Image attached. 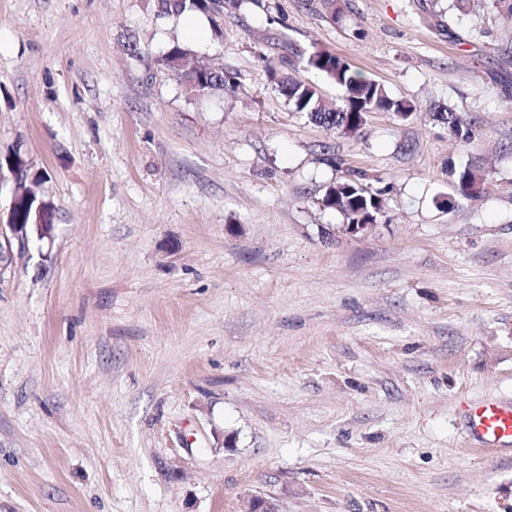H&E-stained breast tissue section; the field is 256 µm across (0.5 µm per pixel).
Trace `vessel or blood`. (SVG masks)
<instances>
[{
  "instance_id": "vessel-or-blood-1",
  "label": "vessel or blood",
  "mask_w": 512,
  "mask_h": 512,
  "mask_svg": "<svg viewBox=\"0 0 512 512\" xmlns=\"http://www.w3.org/2000/svg\"><path fill=\"white\" fill-rule=\"evenodd\" d=\"M468 440L496 456L512 455V401L485 397L467 406Z\"/></svg>"
}]
</instances>
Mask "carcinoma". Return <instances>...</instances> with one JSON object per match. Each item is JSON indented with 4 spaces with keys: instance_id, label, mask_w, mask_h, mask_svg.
<instances>
[{
    "instance_id": "obj_1",
    "label": "carcinoma",
    "mask_w": 512,
    "mask_h": 512,
    "mask_svg": "<svg viewBox=\"0 0 512 512\" xmlns=\"http://www.w3.org/2000/svg\"><path fill=\"white\" fill-rule=\"evenodd\" d=\"M240 0H155L161 14L183 15L201 13L212 23L224 17L227 8H237ZM306 65L342 90V105L329 108L325 105L316 85L299 81L290 75L270 71L278 91L291 105L293 111L303 113L322 126L355 132L363 125V118L370 112H390L400 120L408 119L413 105L388 95L383 85L364 78L354 66L326 50L316 49L300 57ZM159 65L173 78L180 81L191 97H204L222 93L241 86L239 77L222 67L194 66L189 62V52L175 44L159 59ZM435 117L448 125L453 135L467 141L473 135V125L457 112L438 108ZM8 168L23 184L39 181L31 176L26 161L16 151L8 158ZM448 174L454 179L457 190L464 196L473 194L474 185L483 180L482 170L472 165L456 167L448 163ZM324 207L339 212L346 224H361L370 217H379L384 209L382 191L374 189L358 178H346L330 184L322 198ZM35 201H21L13 210V223L32 224L35 221Z\"/></svg>"
}]
</instances>
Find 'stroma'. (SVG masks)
Segmentation results:
<instances>
[{"instance_id": "obj_1", "label": "stroma", "mask_w": 512, "mask_h": 512, "mask_svg": "<svg viewBox=\"0 0 512 512\" xmlns=\"http://www.w3.org/2000/svg\"><path fill=\"white\" fill-rule=\"evenodd\" d=\"M267 2L191 35L154 0H0V219L17 151L52 211L0 250V512H512L463 433L512 400V15ZM175 43L238 92L189 98ZM316 48L414 114L291 111L271 72L341 101ZM350 177L384 192L363 236L321 204ZM434 115L438 120L448 125L449 131L452 132L457 139L467 141L472 137L473 125L471 121L467 120L459 113L438 106ZM448 174L454 179L458 192L464 196L473 195L474 185L484 180L482 170L472 165L456 168L455 164L449 163Z\"/></svg>"}]
</instances>
